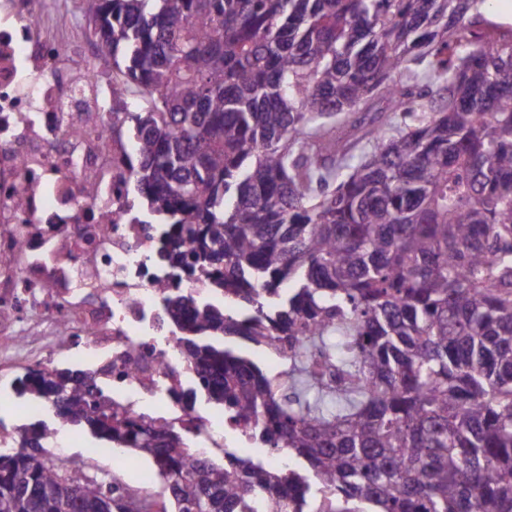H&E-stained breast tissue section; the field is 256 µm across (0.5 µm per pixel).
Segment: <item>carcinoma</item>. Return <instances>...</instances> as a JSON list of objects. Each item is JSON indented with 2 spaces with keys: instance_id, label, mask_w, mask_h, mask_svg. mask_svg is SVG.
<instances>
[{
  "instance_id": "obj_1",
  "label": "carcinoma",
  "mask_w": 512,
  "mask_h": 512,
  "mask_svg": "<svg viewBox=\"0 0 512 512\" xmlns=\"http://www.w3.org/2000/svg\"><path fill=\"white\" fill-rule=\"evenodd\" d=\"M133 135L125 181L160 260L226 305L163 284L200 383L253 442L303 459L195 461L167 424L112 418L96 375L31 368L18 397L152 462L149 498L42 453L0 449V512H512V33L474 0H83ZM375 114L351 162L325 120ZM275 353L269 374L218 337Z\"/></svg>"
}]
</instances>
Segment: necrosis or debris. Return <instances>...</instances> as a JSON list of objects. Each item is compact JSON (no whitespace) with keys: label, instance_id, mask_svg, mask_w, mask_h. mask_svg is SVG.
Segmentation results:
<instances>
[{"label":"necrosis or debris","instance_id":"obj_1","mask_svg":"<svg viewBox=\"0 0 512 512\" xmlns=\"http://www.w3.org/2000/svg\"><path fill=\"white\" fill-rule=\"evenodd\" d=\"M53 21L51 0H0V377L44 355L108 381L122 417L186 430L190 458L242 447L179 400L197 371L160 285L208 297L211 278L158 261L162 225L123 192L135 143L112 130V83Z\"/></svg>","mask_w":512,"mask_h":512}]
</instances>
